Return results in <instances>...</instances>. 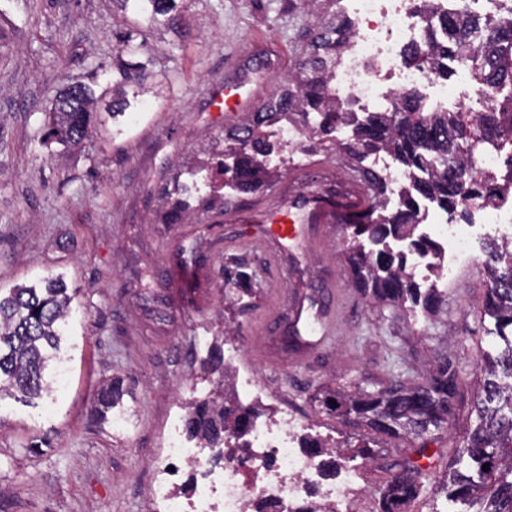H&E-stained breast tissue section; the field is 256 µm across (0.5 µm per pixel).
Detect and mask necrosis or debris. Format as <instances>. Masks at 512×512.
<instances>
[{"instance_id": "obj_1", "label": "necrosis or debris", "mask_w": 512, "mask_h": 512, "mask_svg": "<svg viewBox=\"0 0 512 512\" xmlns=\"http://www.w3.org/2000/svg\"><path fill=\"white\" fill-rule=\"evenodd\" d=\"M346 11L352 29L336 57L332 83L337 99L390 111L398 95L432 84L426 66L406 60L408 50L421 45L425 31L412 0H347ZM429 222L441 246L436 253L419 256L417 265L439 267L437 280L444 283L452 273L451 261L470 257L475 232L445 215L430 216ZM299 429L298 419L289 413L255 422L247 436V452L226 444L219 463L206 458L183 430L172 428L165 441V461L156 467V512H251L258 499L277 503L284 512H300L313 495L331 512H351L358 491L354 470L339 464L333 481L319 483L320 463L298 448ZM173 461L195 472L192 495L178 492L180 473L169 468Z\"/></svg>"}]
</instances>
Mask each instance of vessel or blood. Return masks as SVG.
Masks as SVG:
<instances>
[{"instance_id":"obj_1","label":"vessel or blood","mask_w":512,"mask_h":512,"mask_svg":"<svg viewBox=\"0 0 512 512\" xmlns=\"http://www.w3.org/2000/svg\"><path fill=\"white\" fill-rule=\"evenodd\" d=\"M210 109L223 113L232 121L241 113L255 109L254 93L248 72H240L209 89ZM374 194L359 173L329 189L318 186L299 192L262 209L257 218V242L282 265L284 256L304 258L320 235L324 225L338 221L348 214L352 222H361L368 213ZM282 337L295 340L305 347L324 344L336 328V308L325 286L310 289L298 297L290 315L279 322Z\"/></svg>"}]
</instances>
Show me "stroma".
Returning a JSON list of instances; mask_svg holds the SVG:
<instances>
[{"instance_id":"1","label":"stroma","mask_w":512,"mask_h":512,"mask_svg":"<svg viewBox=\"0 0 512 512\" xmlns=\"http://www.w3.org/2000/svg\"><path fill=\"white\" fill-rule=\"evenodd\" d=\"M337 9L318 0L315 10L279 17L257 0H188L185 24L145 31L154 91L138 115L95 114L89 137L66 151L43 141L51 101L71 81L111 88L112 31L122 19L112 0H0V289L59 274L77 291L62 347L68 379L55 404L0 398V512H151L153 467L180 400L216 388L202 363L218 335L225 369H245L265 391L262 419L285 402L302 434L350 448L368 442L374 462L353 466L360 512H376L374 490L412 443L328 413L316 401L321 389L367 378L384 386L394 376L418 382L442 351L468 371L493 345V322L481 317L485 236L429 317L366 303L344 273L342 225H325L296 270L277 269L254 243L253 208L344 178L350 159L341 146L351 131L315 150L290 147L268 128L273 150L263 164L272 181L255 192L215 188L206 169L224 125L207 107L211 83L230 63H268L253 77L267 103L309 54L310 29ZM176 180L193 187L190 205L217 190L231 211L209 210L207 226L153 223L168 205L162 188ZM233 257L257 273L250 293L224 288L219 269ZM324 281L336 284L335 335L314 349L283 344L279 318L302 289ZM228 319L235 332L226 336ZM112 379L125 391L122 428L93 412Z\"/></svg>"}]
</instances>
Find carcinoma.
I'll return each instance as SVG.
<instances>
[{
  "label": "carcinoma",
  "mask_w": 512,
  "mask_h": 512,
  "mask_svg": "<svg viewBox=\"0 0 512 512\" xmlns=\"http://www.w3.org/2000/svg\"><path fill=\"white\" fill-rule=\"evenodd\" d=\"M185 0H113L120 10L149 26L181 24ZM312 52L286 78L281 93L258 112L224 129V150L217 153L214 173H232L238 191L261 188L267 175L259 158L269 143L265 128L289 122L306 134L311 143L323 145L336 139L340 124L354 126L352 141L345 145L351 159L362 162L373 152L384 151L397 163L411 183L410 191L389 214H378L367 224H353L352 238L344 243L346 272L362 297L374 306H391L402 312L419 307L430 313L447 303L434 285L423 286L406 272L407 256L388 248L390 239H409L414 251L428 254L437 244L426 236L414 237L419 224L418 198L436 202L447 211L464 205V200L490 202L512 189V150L507 157L504 183L485 179L474 160L475 141L492 143L503 149L512 146V93L504 101L478 115L473 123L464 112H440L427 108L422 96L409 93L392 112H371L358 120L354 112L340 111L329 84V68L336 49L349 37L347 22L332 19L310 30ZM123 83L112 86L111 115L116 118L134 110L132 103L149 90L148 64L139 57L148 53L147 41L137 40L134 31L118 36ZM465 58L472 74L483 84L501 93L512 87V27L497 19L457 13L429 20L424 45L408 52L407 60L425 63L438 77L448 78L449 63ZM97 103L95 91L74 82L55 97L50 112L47 140L66 146L80 145L89 134ZM234 157L225 169L223 157ZM190 208L177 199L163 216L165 224H179ZM365 236L385 248L366 252L357 244ZM483 268L487 288L483 316L494 321L491 334L499 343L483 353L472 370L478 384L473 410L476 424L466 432L463 446L453 451L445 473L429 478L430 471L407 458L390 465V479L375 490L377 512H404L402 506L429 491L442 508L432 512H512V242L496 238L485 244ZM240 258L224 265V283L249 291L251 273ZM74 296L59 276H47L39 284L0 291V396L20 394L30 400L51 390L44 373L57 356L66 319ZM204 369L219 374L218 396L192 400L186 404L185 431L200 440L203 448L224 447V435L240 440L249 432L254 408L219 400L224 392V350L213 343ZM464 370L456 358L437 355L427 376L419 383L399 380L386 388L369 390L361 383L351 389L328 391L316 398L326 411L349 423L365 425L385 434L420 440L413 453L425 457L435 432L454 424L463 402ZM124 391L116 381L101 386L96 394V411L101 422L122 405ZM304 448L314 456L327 455L324 465L336 467L345 459L373 457L369 444L353 449L305 439ZM488 470H483L484 465Z\"/></svg>",
  "instance_id": "carcinoma-1"
}]
</instances>
